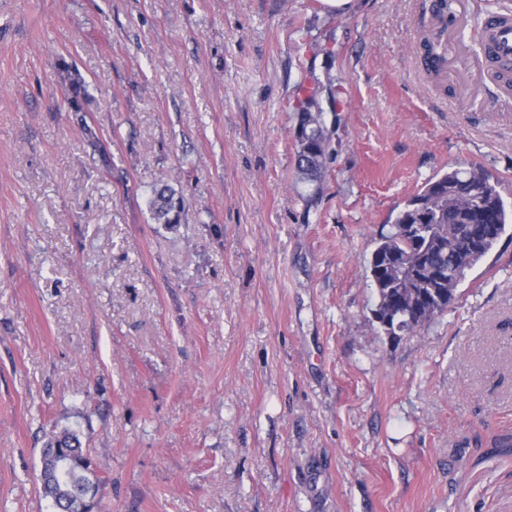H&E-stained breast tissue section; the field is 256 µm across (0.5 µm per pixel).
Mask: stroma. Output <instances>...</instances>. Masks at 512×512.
<instances>
[{
    "mask_svg": "<svg viewBox=\"0 0 512 512\" xmlns=\"http://www.w3.org/2000/svg\"><path fill=\"white\" fill-rule=\"evenodd\" d=\"M432 2L0 0V512H54L64 428L94 512H512V226L425 330L373 317L425 182L479 166L512 204V103L472 66L512 0H467L430 76ZM165 184L182 223L151 218ZM315 103L317 112H303ZM300 112L296 113L297 168L311 181L321 180L331 156V139L323 119V112L313 98H308ZM58 456L57 469L63 472L52 473L51 461ZM66 453L71 462L68 466ZM44 467L40 472L42 492L46 498L55 503L69 504L79 498L91 495L93 500L98 492L100 477L92 466L89 458L84 454L79 435L75 431L64 430L54 435L46 443L42 451ZM68 466V467H67Z\"/></svg>",
    "mask_w": 512,
    "mask_h": 512,
    "instance_id": "1",
    "label": "stroma"
}]
</instances>
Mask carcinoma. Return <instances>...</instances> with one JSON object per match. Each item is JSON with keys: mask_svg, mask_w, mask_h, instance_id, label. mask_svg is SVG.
<instances>
[{"mask_svg": "<svg viewBox=\"0 0 512 512\" xmlns=\"http://www.w3.org/2000/svg\"><path fill=\"white\" fill-rule=\"evenodd\" d=\"M439 38L421 43L429 72L440 68L443 59L436 51ZM82 84L70 80L67 103L82 111ZM297 168L311 181L323 176L331 156V139L322 110L296 113ZM158 224L182 222L185 203L168 185L156 189L150 202ZM512 220L497 190V183L480 167L453 169L429 179L422 190L409 198L398 212L394 231L382 235L368 261L376 290L375 318L392 337L413 335L448 311L456 300L458 286L495 246ZM469 225L473 247L458 252L460 225ZM70 456V465L54 473L50 464L55 452ZM40 472L42 492L55 503L69 504L79 498L96 496L100 477L84 454L79 435L65 430L51 437L42 451Z\"/></svg>", "mask_w": 512, "mask_h": 512, "instance_id": "carcinoma-1", "label": "carcinoma"}]
</instances>
